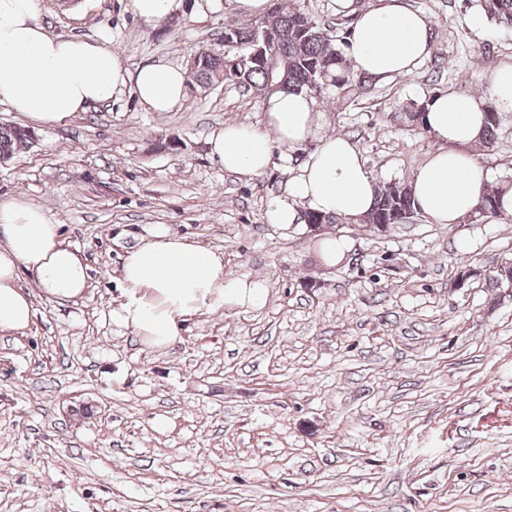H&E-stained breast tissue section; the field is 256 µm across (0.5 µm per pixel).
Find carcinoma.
<instances>
[{"instance_id":"carcinoma-1","label":"carcinoma","mask_w":512,"mask_h":512,"mask_svg":"<svg viewBox=\"0 0 512 512\" xmlns=\"http://www.w3.org/2000/svg\"><path fill=\"white\" fill-rule=\"evenodd\" d=\"M489 21L499 27L512 28V0H479ZM254 56V60L237 63L239 57ZM288 61V80L284 89L308 94L318 93L326 85L338 91L350 88L351 69L343 52L333 39L330 29L320 25L309 14L291 7L283 10L281 3H274L269 16L244 24L224 27V50L195 55L193 77L207 85L219 77L224 83L243 87L258 95H267V63L271 59ZM487 125L481 143L489 148L495 142L499 128V114L491 104L484 105ZM28 147L25 128L0 125V158H10ZM499 188L489 190L480 204L461 222L474 224L503 215L496 196ZM420 215L412 187L405 182H390L375 188L372 210L357 218L346 220L338 216L307 214L309 224H389L404 223L403 216ZM489 284L503 293L512 287V263L502 262L489 276Z\"/></svg>"}]
</instances>
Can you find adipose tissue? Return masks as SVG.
I'll use <instances>...</instances> for the list:
<instances>
[{
    "label": "adipose tissue",
    "instance_id": "1",
    "mask_svg": "<svg viewBox=\"0 0 512 512\" xmlns=\"http://www.w3.org/2000/svg\"><path fill=\"white\" fill-rule=\"evenodd\" d=\"M427 17L404 0H382L361 12L345 42L353 69L386 81L411 73L429 55ZM132 87L155 112L177 108L184 70L145 63L129 68L108 39L60 37L45 28L37 0H0V101L43 126H54L91 105ZM326 115L303 92L268 95L263 129L228 124L214 132L209 154L225 172L252 177L271 166L275 149L311 138L319 144L288 184V197L269 210L274 224L298 221V207L327 215L360 217L374 204V183L350 139L323 134ZM423 122L441 142L415 173L412 188L421 212L438 224H454L479 204L486 175L465 153L478 141L485 114L469 96L451 90L434 96ZM89 281L83 253L64 244L60 225L45 208L0 204V331L26 329L34 316L32 295L65 304L81 298ZM121 302L113 323L161 349L180 341L184 323L224 304L259 307L262 282L228 278L223 256L163 227L152 228L128 250L121 268Z\"/></svg>",
    "mask_w": 512,
    "mask_h": 512
}]
</instances>
